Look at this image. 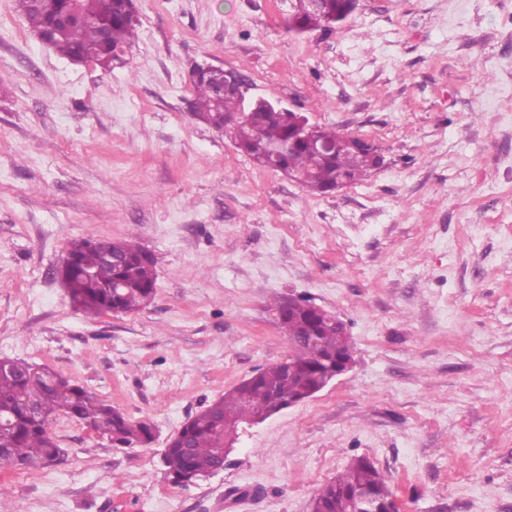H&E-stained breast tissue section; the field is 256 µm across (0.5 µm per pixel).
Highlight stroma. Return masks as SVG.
<instances>
[{
  "label": "stroma",
  "mask_w": 512,
  "mask_h": 512,
  "mask_svg": "<svg viewBox=\"0 0 512 512\" xmlns=\"http://www.w3.org/2000/svg\"><path fill=\"white\" fill-rule=\"evenodd\" d=\"M125 66L42 44L0 0V358L84 386L154 440L59 415L47 479L0 464V512H310L351 459L403 512H512V39L501 0H356L327 31L295 0H135ZM370 141L364 181L315 195L196 120L191 76ZM74 238L150 252L155 296L76 311ZM339 317L353 365L243 431L219 474L172 482L189 417L292 351L273 306ZM146 472L145 482L136 475Z\"/></svg>",
  "instance_id": "stroma-1"
}]
</instances>
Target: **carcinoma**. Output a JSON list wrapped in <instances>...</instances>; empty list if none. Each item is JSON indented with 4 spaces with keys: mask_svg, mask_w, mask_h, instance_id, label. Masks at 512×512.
<instances>
[{
    "mask_svg": "<svg viewBox=\"0 0 512 512\" xmlns=\"http://www.w3.org/2000/svg\"><path fill=\"white\" fill-rule=\"evenodd\" d=\"M35 32L48 30L50 13L80 10L94 22L74 21L52 35V46L70 59L85 54L104 69L125 63L124 55L136 36L137 16L132 0H15ZM353 11V0H297L290 29L304 33L329 30ZM220 75H192L196 119L217 129L233 131L238 148L258 164L299 181L314 193L325 194L364 179L379 164L375 150L341 147L346 136L322 127L303 136L300 118L287 109L270 112L264 105L244 108L238 94L219 96ZM103 242L75 239L59 267V276L72 303L88 314L129 313L153 299L154 261L139 244L111 242L124 255L119 264L104 262ZM282 329L292 346L288 358L242 381L224 396L189 418L171 438L165 453L172 481L186 483L194 473L212 469L220 460L224 421L245 422L271 412L276 400L307 394L324 384L336 370V359L352 355L345 325L320 313L303 297L276 302ZM0 462L16 466L49 464L61 448L49 431L53 417L63 414L99 431L117 448L148 444L153 427L133 423L83 386L41 366L0 360ZM190 451H185L184 446ZM368 492L381 512L393 498L381 472L366 458H354L313 498L314 512H350L353 494Z\"/></svg>",
    "mask_w": 512,
    "mask_h": 512,
    "instance_id": "cac0c4a2",
    "label": "carcinoma"
}]
</instances>
